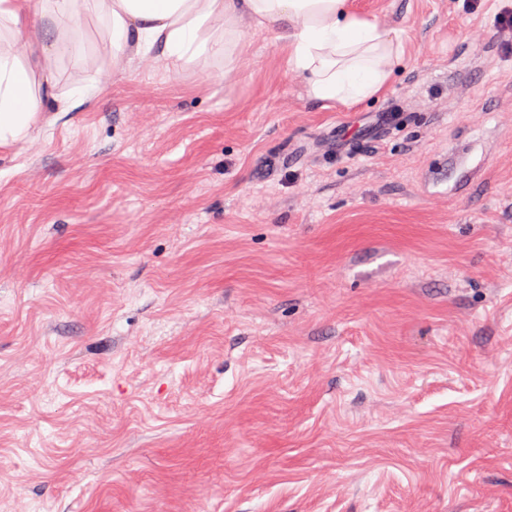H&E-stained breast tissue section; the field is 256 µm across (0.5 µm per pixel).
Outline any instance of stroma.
Returning <instances> with one entry per match:
<instances>
[{
	"label": "stroma",
	"mask_w": 512,
	"mask_h": 512,
	"mask_svg": "<svg viewBox=\"0 0 512 512\" xmlns=\"http://www.w3.org/2000/svg\"><path fill=\"white\" fill-rule=\"evenodd\" d=\"M378 98L112 70L0 150V512H512V0H353Z\"/></svg>",
	"instance_id": "obj_1"
}]
</instances>
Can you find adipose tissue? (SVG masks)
<instances>
[{"label":"adipose tissue","mask_w":512,"mask_h":512,"mask_svg":"<svg viewBox=\"0 0 512 512\" xmlns=\"http://www.w3.org/2000/svg\"><path fill=\"white\" fill-rule=\"evenodd\" d=\"M90 15L104 21L119 71L149 54L176 72L232 56L245 28L271 34L322 105L380 95L404 57L396 30L352 0H0V147L26 137L45 111L56 63L70 50L66 36ZM34 17L41 33L33 38Z\"/></svg>","instance_id":"ef3b65f1"}]
</instances>
